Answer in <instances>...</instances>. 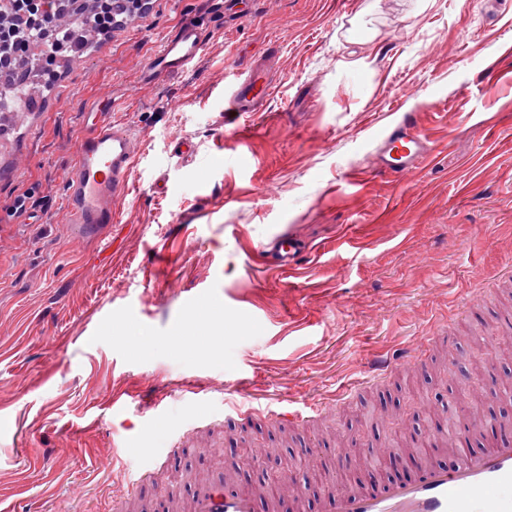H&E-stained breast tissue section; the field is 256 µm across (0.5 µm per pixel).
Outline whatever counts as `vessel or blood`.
I'll return each mask as SVG.
<instances>
[{"instance_id":"vessel-or-blood-1","label":"vessel or blood","mask_w":512,"mask_h":512,"mask_svg":"<svg viewBox=\"0 0 512 512\" xmlns=\"http://www.w3.org/2000/svg\"><path fill=\"white\" fill-rule=\"evenodd\" d=\"M206 41L191 20L182 21L174 35L165 37L142 76L155 82L188 68L198 59ZM273 92L267 71L252 67L236 73L224 94V104L235 115L262 112ZM91 128L79 141L75 161L65 179L64 210L69 223L83 233L112 223V202L129 191L128 177L136 158L135 135L126 124L113 120L111 100L96 102L89 110ZM430 156L429 139L412 121L389 130L377 152L374 169L401 178L422 169ZM310 247L281 237L258 250L260 264L286 268L299 275V260ZM411 482H388L371 494L350 487L325 495L324 512H512V436L505 434L491 449L469 451L454 469L422 463ZM183 512H256V496L248 488L229 489L223 483H198L183 498Z\"/></svg>"}]
</instances>
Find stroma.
Wrapping results in <instances>:
<instances>
[{
	"mask_svg": "<svg viewBox=\"0 0 512 512\" xmlns=\"http://www.w3.org/2000/svg\"><path fill=\"white\" fill-rule=\"evenodd\" d=\"M186 18L203 57L143 82ZM270 54L265 111L225 114L229 70ZM99 97L139 162L114 223L80 238L64 177ZM44 108L19 174L0 179V200L23 193L33 218L0 242V490L23 483L24 512H110L144 448L169 454L137 490L146 512L194 474L223 478L227 448L291 462L320 512L337 439L366 441L372 462L431 439L409 403L446 387L445 348L419 372L394 364L391 400L341 399L366 362L449 329L467 344L512 315V0H154L58 73ZM407 116L432 140L428 164L374 174ZM183 142L197 164L174 155ZM350 224L364 238L339 242ZM281 235L312 244L304 277L259 270L257 249ZM314 400L321 416L279 428L276 413ZM233 405L258 410V427L225 426Z\"/></svg>",
	"mask_w": 512,
	"mask_h": 512,
	"instance_id": "stroma-1",
	"label": "stroma"
}]
</instances>
